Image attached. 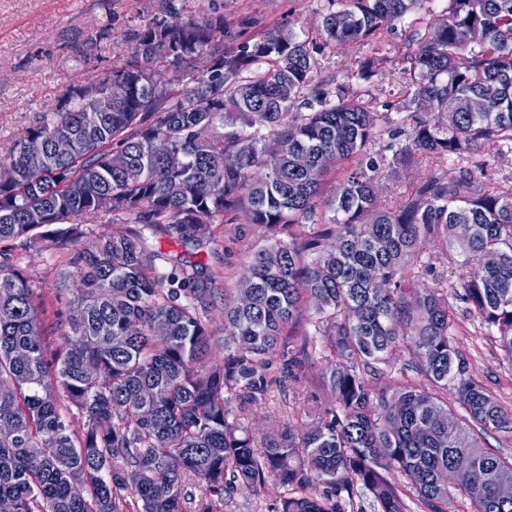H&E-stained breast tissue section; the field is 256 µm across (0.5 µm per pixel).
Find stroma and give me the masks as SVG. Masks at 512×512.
<instances>
[{
	"label": "stroma",
	"instance_id": "obj_1",
	"mask_svg": "<svg viewBox=\"0 0 512 512\" xmlns=\"http://www.w3.org/2000/svg\"><path fill=\"white\" fill-rule=\"evenodd\" d=\"M154 0H0V159L27 128L52 118L60 97L83 78L105 75L111 65L130 60L132 44L125 34L139 25ZM218 6L232 31L225 47L239 40L261 35L273 27L290 24L298 34L321 41V19L327 0H189L197 12ZM393 49L370 80L355 79L356 60L372 55L371 46L325 47L319 57L321 74L335 83L368 91L393 110L402 106L407 84L401 57L409 50V31L397 27L390 37ZM271 234L257 224H243L232 218L204 226L195 240L185 241L169 227L149 234L157 253V266L167 273L197 269L201 278L234 294L244 267L254 249L266 244ZM16 250L19 265L43 305L44 316L55 319L64 311L54 282L63 264L60 253ZM459 325L455 343L468 363L473 378L486 393L512 408V369L493 337L476 330L477 318L462 300H454ZM274 378L263 403L250 409L248 419L255 432H262L269 418L291 425L304 423L310 400L309 389L282 378L272 367Z\"/></svg>",
	"mask_w": 512,
	"mask_h": 512
}]
</instances>
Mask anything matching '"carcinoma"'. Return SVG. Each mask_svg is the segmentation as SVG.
Wrapping results in <instances>:
<instances>
[{"mask_svg":"<svg viewBox=\"0 0 512 512\" xmlns=\"http://www.w3.org/2000/svg\"><path fill=\"white\" fill-rule=\"evenodd\" d=\"M425 2L327 0L321 22L324 44L363 46L408 24V132L389 105L316 79L322 46L293 29L226 49L219 10L171 25L172 0H159L130 34L135 60L70 87L52 123L13 142L0 162L11 171L0 242L61 251L79 234L71 218L101 212L142 229L69 258L56 288L70 295L67 311L49 325L15 256L0 251V500L15 512H224L232 495L259 496L273 478L283 492L270 512H355L357 488L381 512H407L399 474L420 512H447L455 471L472 466L486 475L461 490L472 512H512L497 495L512 459L484 441L512 432V410L470 376L448 293L462 289L512 366V186L470 163L486 146L512 155V0H443L438 12ZM474 26L483 41H469ZM383 61L363 58L357 76L369 80ZM115 79L126 94L110 99ZM266 126L277 129L270 142L258 136ZM58 138L69 153L55 150ZM416 154L442 172L382 207L379 183ZM339 169L325 220L316 200ZM231 213L286 227L290 240L255 249L220 306L197 272H161L144 231L166 224L191 239ZM434 246L464 260L431 286ZM487 251L500 262L470 269L469 256ZM73 279L80 288H68ZM309 304L312 335L300 330ZM220 309L228 334L214 361L209 322ZM45 336L60 340L50 359ZM276 358L331 403L310 406L303 429L271 426L258 447L242 405L265 399ZM72 410L79 432L65 420ZM316 484L327 486L319 497L308 493Z\"/></svg>","mask_w":512,"mask_h":512,"instance_id":"obj_1","label":"carcinoma"}]
</instances>
